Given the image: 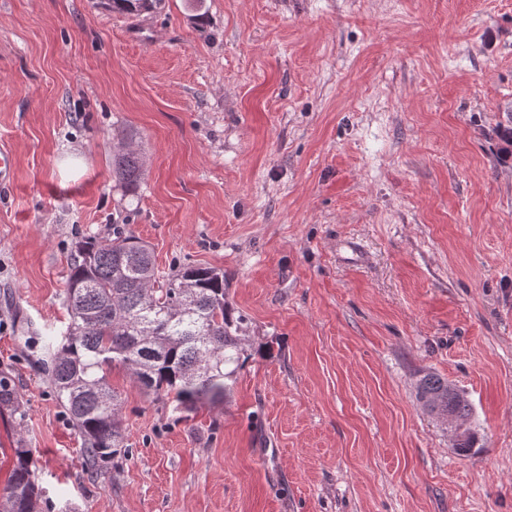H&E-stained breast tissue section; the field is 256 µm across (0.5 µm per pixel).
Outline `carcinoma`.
Returning a JSON list of instances; mask_svg holds the SVG:
<instances>
[{
  "label": "carcinoma",
  "mask_w": 512,
  "mask_h": 512,
  "mask_svg": "<svg viewBox=\"0 0 512 512\" xmlns=\"http://www.w3.org/2000/svg\"><path fill=\"white\" fill-rule=\"evenodd\" d=\"M159 0H108L112 11L136 14ZM112 173L130 190L142 178L133 151L112 158ZM65 303L70 322L61 351L46 356L43 369L74 428L84 440V462L101 470L121 447L118 396L106 380L117 362L158 399L178 404L214 402L230 391L228 381L242 366L245 319L224 300V272L190 266L160 274L145 243L116 226L112 236L88 238L71 263ZM418 395L429 412L471 415L470 403L448 392V381L429 374ZM0 408L23 421L16 390L0 376ZM15 462L0 496V512H37L38 487L32 449H14Z\"/></svg>",
  "instance_id": "carcinoma-1"
}]
</instances>
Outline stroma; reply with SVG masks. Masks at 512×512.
<instances>
[{"label": "stroma", "mask_w": 512, "mask_h": 512, "mask_svg": "<svg viewBox=\"0 0 512 512\" xmlns=\"http://www.w3.org/2000/svg\"><path fill=\"white\" fill-rule=\"evenodd\" d=\"M512 0H0V489L39 512H512ZM131 137L142 179L112 157ZM223 270L248 353L224 401L111 367L91 474L41 367L77 241ZM472 406V449L416 396ZM142 163L132 151H120L112 158V173L127 190L136 187L142 178ZM448 390L464 395L463 392L457 390L453 385L448 384V381L429 374L420 381L418 395L420 400L427 399L431 414L437 418L445 416L442 420L448 425V433L456 444L468 436L469 427L466 423L458 421L454 416L448 414V412H453L464 420L471 415V406L468 400L464 401L458 395L448 393ZM0 408L8 409L19 423L25 418V412L22 410L16 390L11 382L2 376H0ZM17 414L18 418H16ZM15 462L5 492L0 497L1 512H37L38 487L32 468V450L15 448Z\"/></svg>", "instance_id": "obj_1"}]
</instances>
